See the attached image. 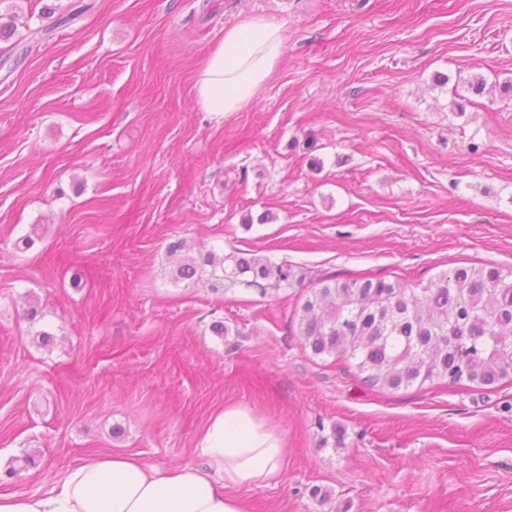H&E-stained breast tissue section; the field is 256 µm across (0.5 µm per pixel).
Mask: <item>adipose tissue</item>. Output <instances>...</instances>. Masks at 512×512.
<instances>
[{"label":"adipose tissue","mask_w":512,"mask_h":512,"mask_svg":"<svg viewBox=\"0 0 512 512\" xmlns=\"http://www.w3.org/2000/svg\"><path fill=\"white\" fill-rule=\"evenodd\" d=\"M286 39L284 23L274 19L226 25L195 77L199 109L225 114L247 107L281 62ZM198 449L209 472L106 454L69 470L44 494L0 495V512H247L239 490L278 480L288 446L254 408L228 403L209 418Z\"/></svg>","instance_id":"1"}]
</instances>
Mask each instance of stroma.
Returning <instances> with one entry per match:
<instances>
[{
  "label": "stroma",
  "instance_id": "35a3bbf8",
  "mask_svg": "<svg viewBox=\"0 0 512 512\" xmlns=\"http://www.w3.org/2000/svg\"><path fill=\"white\" fill-rule=\"evenodd\" d=\"M249 16L284 22L279 66L201 111L199 67ZM4 23L0 495L104 453L206 467L233 402L288 443L248 512H512L511 379L373 388L298 326L325 277L512 266V0H0ZM210 251L293 285L175 279Z\"/></svg>",
  "mask_w": 512,
  "mask_h": 512
}]
</instances>
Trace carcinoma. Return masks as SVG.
<instances>
[{
    "label": "carcinoma",
    "instance_id": "1",
    "mask_svg": "<svg viewBox=\"0 0 512 512\" xmlns=\"http://www.w3.org/2000/svg\"><path fill=\"white\" fill-rule=\"evenodd\" d=\"M207 266L263 295L292 281L284 264L213 252L183 259L176 278L193 279ZM299 336L315 355L346 359L372 387L490 386L512 378V269L460 267L418 288L331 277L301 306Z\"/></svg>",
    "mask_w": 512,
    "mask_h": 512
}]
</instances>
